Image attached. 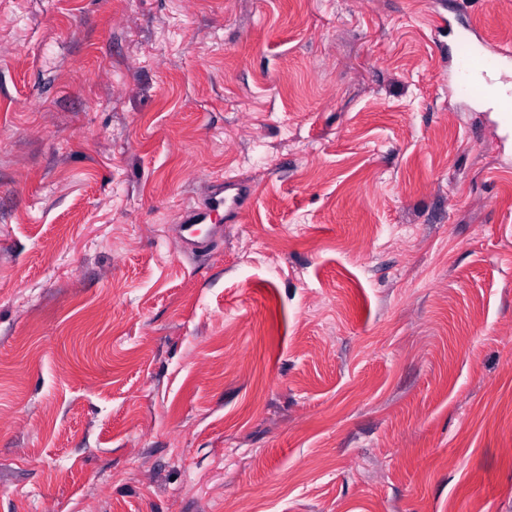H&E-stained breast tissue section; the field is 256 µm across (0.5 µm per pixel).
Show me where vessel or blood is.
<instances>
[{"mask_svg":"<svg viewBox=\"0 0 512 512\" xmlns=\"http://www.w3.org/2000/svg\"><path fill=\"white\" fill-rule=\"evenodd\" d=\"M511 62L510 44H500L492 53L483 46L465 45L451 58L448 78L462 97L486 94L490 91L492 77L503 72ZM253 196L252 186L235 180L212 190L199 206L185 211L176 226L184 248L191 252L207 248L209 239L202 230L203 225L216 223L220 218L228 222L234 220L251 203Z\"/></svg>","mask_w":512,"mask_h":512,"instance_id":"b4317fda","label":"vessel or blood"}]
</instances>
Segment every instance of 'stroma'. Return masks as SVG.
<instances>
[{
    "mask_svg": "<svg viewBox=\"0 0 512 512\" xmlns=\"http://www.w3.org/2000/svg\"><path fill=\"white\" fill-rule=\"evenodd\" d=\"M452 12L512 41V0H0V512H512V129ZM481 47L464 45L451 56L448 69V79L453 83L459 95L465 98H472L477 93L486 95L490 87L496 82L497 74L503 72L507 64L512 61V50L510 43L499 44L492 50L496 56H489L487 46L480 41ZM480 74L485 82H476L471 79L473 74ZM254 196L252 186L236 180H228L225 185L212 190L196 207L185 211L176 225V234L184 248L197 252L208 247L209 235L206 236L201 228L204 224H217V217L230 222L236 215L251 203Z\"/></svg>",
    "mask_w": 512,
    "mask_h": 512,
    "instance_id": "35a3bbf8",
    "label": "stroma"
}]
</instances>
